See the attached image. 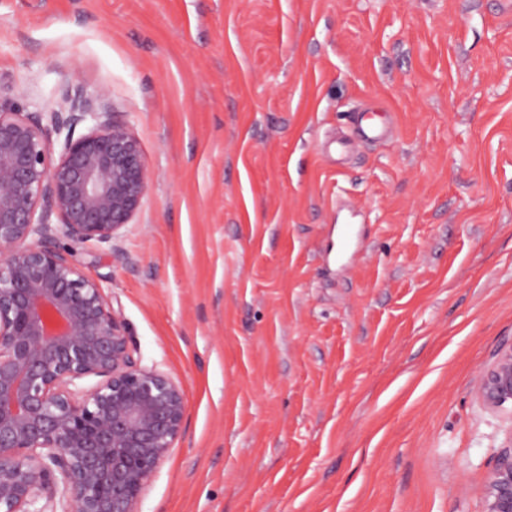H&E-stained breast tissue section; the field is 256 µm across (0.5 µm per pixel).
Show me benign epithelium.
<instances>
[{
	"instance_id": "7a95c632",
	"label": "benign epithelium",
	"mask_w": 512,
	"mask_h": 512,
	"mask_svg": "<svg viewBox=\"0 0 512 512\" xmlns=\"http://www.w3.org/2000/svg\"><path fill=\"white\" fill-rule=\"evenodd\" d=\"M152 181L116 113L81 97L46 117L0 101V512H136L183 435L181 384L141 364L123 314L74 259L77 246L112 251ZM474 395L512 410V344ZM483 512H512V435Z\"/></svg>"
}]
</instances>
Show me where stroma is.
I'll use <instances>...</instances> for the list:
<instances>
[{
	"instance_id": "1",
	"label": "stroma",
	"mask_w": 512,
	"mask_h": 512,
	"mask_svg": "<svg viewBox=\"0 0 512 512\" xmlns=\"http://www.w3.org/2000/svg\"><path fill=\"white\" fill-rule=\"evenodd\" d=\"M70 82L154 173L113 254L78 253L185 394L138 512H483L512 0H0V97L55 112ZM357 110L391 133L336 153Z\"/></svg>"
}]
</instances>
